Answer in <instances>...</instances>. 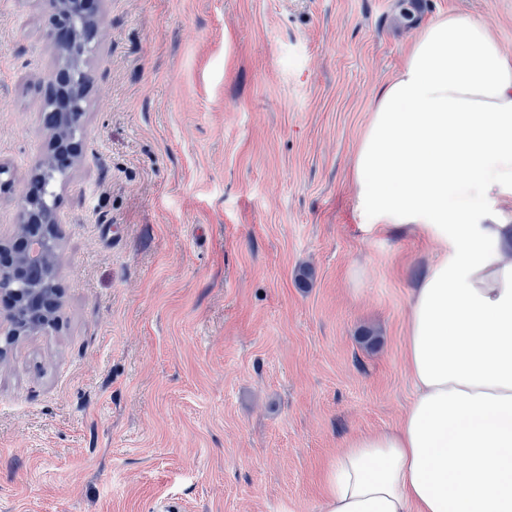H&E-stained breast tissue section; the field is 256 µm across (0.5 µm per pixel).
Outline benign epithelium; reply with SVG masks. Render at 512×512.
Listing matches in <instances>:
<instances>
[{
	"label": "benign epithelium",
	"mask_w": 512,
	"mask_h": 512,
	"mask_svg": "<svg viewBox=\"0 0 512 512\" xmlns=\"http://www.w3.org/2000/svg\"><path fill=\"white\" fill-rule=\"evenodd\" d=\"M52 11L47 34L55 66L39 91V111L47 128L43 155L30 172L18 175L0 162V191L26 183L19 197L14 232L0 236V301L10 321L1 336L18 338L55 324L60 306L57 287L58 210L48 212L31 186L41 176L62 171L67 178L83 158V129L91 90L85 49L89 31L98 28L105 0H46Z\"/></svg>",
	"instance_id": "7a95c632"
}]
</instances>
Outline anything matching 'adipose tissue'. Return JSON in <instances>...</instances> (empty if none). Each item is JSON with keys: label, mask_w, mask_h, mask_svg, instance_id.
Instances as JSON below:
<instances>
[{"label": "adipose tissue", "mask_w": 512, "mask_h": 512, "mask_svg": "<svg viewBox=\"0 0 512 512\" xmlns=\"http://www.w3.org/2000/svg\"><path fill=\"white\" fill-rule=\"evenodd\" d=\"M351 181L362 223L439 250L408 310L413 398L394 427L343 442L321 512H512V54L486 23L417 29Z\"/></svg>", "instance_id": "1"}]
</instances>
